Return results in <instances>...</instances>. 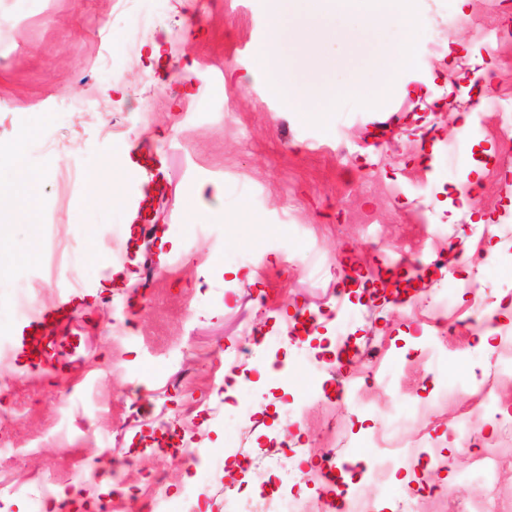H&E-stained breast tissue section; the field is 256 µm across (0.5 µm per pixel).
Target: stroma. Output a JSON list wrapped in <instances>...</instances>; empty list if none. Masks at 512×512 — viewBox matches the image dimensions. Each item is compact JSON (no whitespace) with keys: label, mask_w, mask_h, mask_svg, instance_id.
<instances>
[{"label":"stroma","mask_w":512,"mask_h":512,"mask_svg":"<svg viewBox=\"0 0 512 512\" xmlns=\"http://www.w3.org/2000/svg\"><path fill=\"white\" fill-rule=\"evenodd\" d=\"M410 7L414 39L371 36L409 59L387 95L365 94L379 72L347 47L322 77L335 96L303 112L278 85L305 62L254 72L270 0H0V184L18 165L44 175L37 208L0 215V512H48L62 490V512H148L158 492L168 512H224L264 478L321 512L336 487L316 463L389 456L379 436L405 459L386 494L354 481L371 512H512V38L482 35L512 29V0ZM126 147L137 168L113 162ZM212 183L221 198L196 195ZM415 259L416 284L348 295ZM22 292L92 307L30 360ZM339 340L357 349L343 364Z\"/></svg>","instance_id":"1"}]
</instances>
